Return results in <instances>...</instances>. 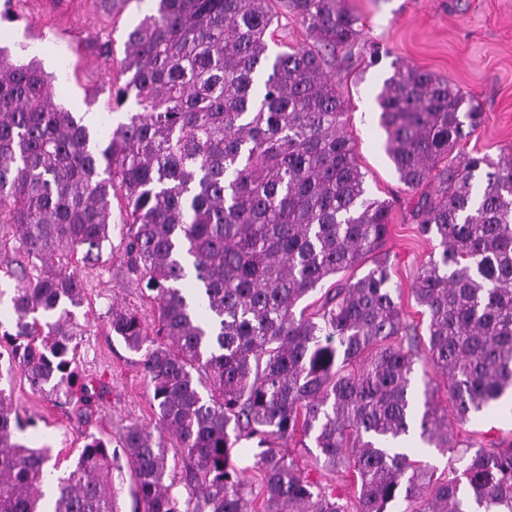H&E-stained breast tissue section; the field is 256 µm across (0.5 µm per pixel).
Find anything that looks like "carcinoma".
<instances>
[{
  "label": "carcinoma",
  "mask_w": 512,
  "mask_h": 512,
  "mask_svg": "<svg viewBox=\"0 0 512 512\" xmlns=\"http://www.w3.org/2000/svg\"><path fill=\"white\" fill-rule=\"evenodd\" d=\"M281 15L309 45L270 53ZM361 27L345 0H157L127 34L129 78L112 99L135 111L104 147L54 104L36 61L0 47V224L29 266L0 343L34 391L77 385L85 407L99 397L79 373L73 308L117 198L120 271L156 303L151 329L136 310L109 315L152 394L155 424L126 425L118 444L144 512H251L233 458L242 439L257 440L265 512H512V444L473 448L448 427L432 382L420 395L413 386L416 325L382 251L389 205L367 194L347 100L325 71ZM376 102L400 182L421 191L412 223L441 248L411 293L462 427L512 391V159L453 154L484 113L449 79L398 66ZM368 259L362 277L294 313ZM23 429L0 389V512H120L112 440L90 436L46 491L58 463ZM298 435L314 444V467L347 474L355 493L287 460L278 441ZM414 436L452 453L451 476L409 459L400 443ZM172 448L185 498L166 483ZM367 268V266H360L356 269H350L348 271H345V272H341L339 274H337L335 277L327 280L325 282V285L323 287V290L322 291H319L317 290L316 293L312 294V295H309L307 296L306 298H304L303 300H301L298 304V307H297V313L298 311L301 309V308H304L308 305H310V307H308L306 310H307V313H310L312 312L313 308L317 307L319 304H320V301H317L319 299V297L321 296V294L324 293V291L327 289V288H334L335 285L333 284V282H343V281H346V280H356V278L360 277L364 270Z\"/></svg>",
  "instance_id": "cac0c4a2"
}]
</instances>
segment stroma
I'll list each match as a JSON object with an SVG mask.
<instances>
[{
    "label": "stroma",
    "instance_id": "stroma-1",
    "mask_svg": "<svg viewBox=\"0 0 512 512\" xmlns=\"http://www.w3.org/2000/svg\"><path fill=\"white\" fill-rule=\"evenodd\" d=\"M363 24L350 50H337L331 73L348 101L346 131L372 197L388 200L390 233L384 249L401 289L408 319L421 315L411 296L420 265L436 250L420 237L409 217L411 195L399 180L385 149V133L375 112V97L394 65L409 64L450 79L471 95L485 114L483 124L459 147L465 154L512 158V0H347ZM154 0H119L107 13L93 0H0V46L14 61L37 59L54 85V102L78 116L96 120L106 133L103 115L112 110V89L120 74L128 31L154 9ZM110 35L112 58L92 51L98 36ZM143 288L122 279L119 261L103 253L88 276L85 299L75 308L79 325V370L101 386L92 417L79 408L60 407L54 395L33 391L20 368L0 380L34 447L50 449L60 465L74 463L88 434L119 437L131 422H153L152 395L140 357L112 336V305L134 308L153 317ZM478 443L512 442V404L490 406L467 424Z\"/></svg>",
    "mask_w": 512,
    "mask_h": 512
}]
</instances>
